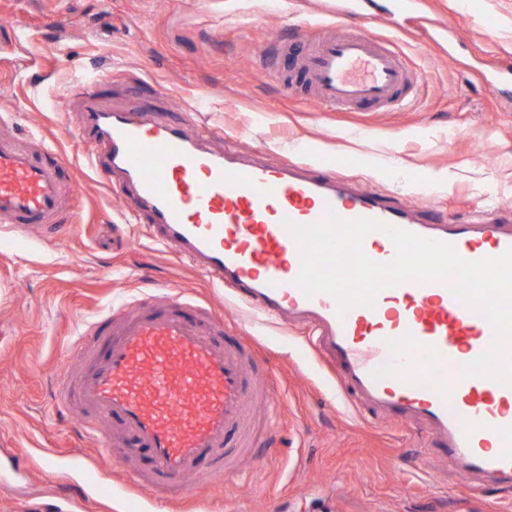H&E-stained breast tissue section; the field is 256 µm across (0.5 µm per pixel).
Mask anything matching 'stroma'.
I'll return each mask as SVG.
<instances>
[{"label": "stroma", "instance_id": "1", "mask_svg": "<svg viewBox=\"0 0 512 512\" xmlns=\"http://www.w3.org/2000/svg\"><path fill=\"white\" fill-rule=\"evenodd\" d=\"M331 0H0V138L66 154L78 185L57 233L17 237L0 223V462H20L0 512H126L107 495L146 455L95 456L82 416L54 398L59 370L79 362L87 325L163 286L187 318H222L225 339L252 343L282 417L223 485L201 486L216 512H512V485L477 479L414 423L361 419L310 355V329L253 322L117 199L78 136L65 100L79 77L100 101L202 131L212 149L279 164L328 166L433 218L512 222V108L480 80L512 57V0H424L394 26L366 19L407 56L411 96L392 110L329 111L276 59L281 40L326 17ZM447 24L442 51L425 17Z\"/></svg>", "mask_w": 512, "mask_h": 512}]
</instances>
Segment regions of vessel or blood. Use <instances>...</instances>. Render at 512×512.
Segmentation results:
<instances>
[{
  "instance_id": "vessel-or-blood-1",
  "label": "vessel or blood",
  "mask_w": 512,
  "mask_h": 512,
  "mask_svg": "<svg viewBox=\"0 0 512 512\" xmlns=\"http://www.w3.org/2000/svg\"><path fill=\"white\" fill-rule=\"evenodd\" d=\"M366 0H338L336 15L356 20L346 35L318 23L311 49L283 43L293 70L318 101L336 110L398 104L410 82L393 45L379 44L361 21ZM486 86L512 89V63L485 73ZM99 80L90 77L68 94L84 103L82 139L100 143V166L128 210L143 215L155 238L176 245L180 259L216 287L242 299L256 315L313 325L317 353L368 418L391 414L430 433L466 469L512 484V386L463 375L462 369L494 341L488 319L471 311L448 282L408 281L379 291L373 307L338 314L327 294L306 296L296 285L297 246L283 220L367 218L452 244L469 261L495 257L512 246V224L425 222L415 210L380 193L357 191L335 172L308 173L295 163L265 164L214 152L181 126L145 121L138 113L98 106ZM68 157L39 156L0 142V222L20 233L55 228L65 193ZM364 254L384 263L395 254L382 231L363 240ZM220 319L189 322L170 300L122 304L117 320L99 324L84 345L80 371L57 377L58 407L93 416L100 454L117 443L146 454L147 472L130 470L124 495L138 501L152 488H171L173 507L192 505L199 483L223 482L258 444L242 426L255 401L274 406L277 395L247 346L220 336Z\"/></svg>"
}]
</instances>
